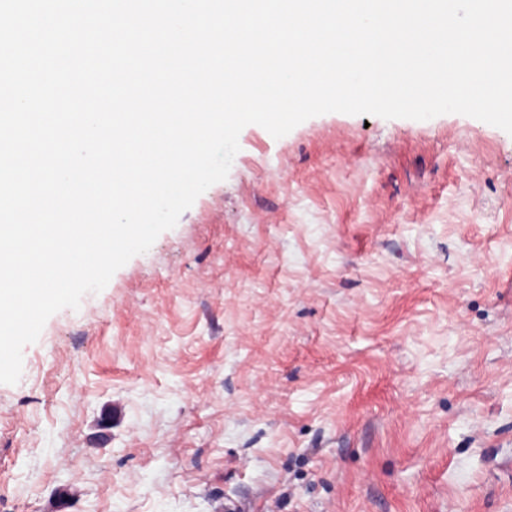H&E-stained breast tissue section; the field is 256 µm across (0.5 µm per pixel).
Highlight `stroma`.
I'll return each instance as SVG.
<instances>
[{"label": "stroma", "mask_w": 512, "mask_h": 512, "mask_svg": "<svg viewBox=\"0 0 512 512\" xmlns=\"http://www.w3.org/2000/svg\"><path fill=\"white\" fill-rule=\"evenodd\" d=\"M239 146L0 384V512H512V135Z\"/></svg>", "instance_id": "stroma-1"}]
</instances>
